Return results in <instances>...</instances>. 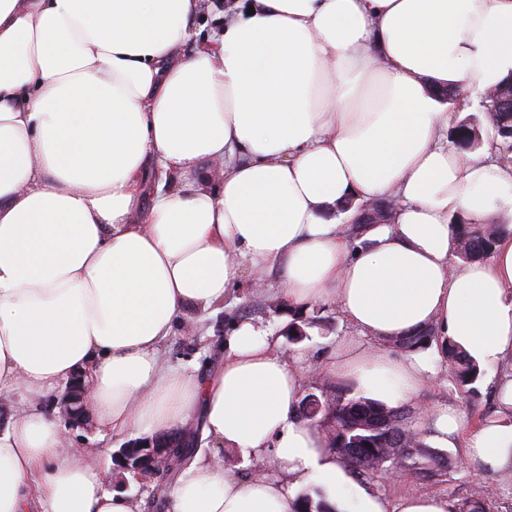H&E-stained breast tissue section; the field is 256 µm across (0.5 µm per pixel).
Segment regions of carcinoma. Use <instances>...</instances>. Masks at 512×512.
Segmentation results:
<instances>
[{"mask_svg":"<svg viewBox=\"0 0 512 512\" xmlns=\"http://www.w3.org/2000/svg\"><path fill=\"white\" fill-rule=\"evenodd\" d=\"M499 149L512 151V106L498 108L490 113ZM450 141L462 152H469L480 144L477 125L464 119L448 132ZM457 227L456 253L462 260L490 257L503 230L491 224H469L457 217L452 220ZM431 330L426 328L411 336L399 339L408 349L425 347L431 340ZM448 373L459 388L472 385L480 376L478 364L454 342H448ZM334 407L319 412L320 420L332 421L330 433L333 450L347 459L352 472L371 476L384 464L396 459L404 461L408 470L425 478L437 476L445 467L444 456L427 449L420 437H409L411 421L392 409L380 406L364 397H349L347 389L336 388L331 399ZM296 512H333L320 494L305 493L299 497Z\"/></svg>","mask_w":512,"mask_h":512,"instance_id":"1","label":"carcinoma"}]
</instances>
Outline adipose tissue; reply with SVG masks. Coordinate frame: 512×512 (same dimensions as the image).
I'll list each match as a JSON object with an SVG mask.
<instances>
[{
    "label": "adipose tissue",
    "instance_id": "ef3b65f1",
    "mask_svg": "<svg viewBox=\"0 0 512 512\" xmlns=\"http://www.w3.org/2000/svg\"><path fill=\"white\" fill-rule=\"evenodd\" d=\"M201 7L0 0V393H23L0 427V512H133L92 449L64 447L53 399L78 373L113 435L199 410L218 447L277 470L248 481L195 458L165 512H295L310 485L338 512H450L355 482L297 418L305 375L266 327L232 323L202 379L162 346L249 269L290 308L336 306L362 340L323 369L386 407L434 369L377 341L428 328L478 364L512 362V234L489 260L451 259L454 217L512 211V164L448 145L512 76V0H224L202 40ZM389 198L388 223L352 229L358 205ZM498 388L502 414L464 455L492 473L512 472V376ZM423 415L439 448L464 425L448 404Z\"/></svg>",
    "mask_w": 512,
    "mask_h": 512
}]
</instances>
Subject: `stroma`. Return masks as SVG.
Masks as SVG:
<instances>
[{
	"mask_svg": "<svg viewBox=\"0 0 512 512\" xmlns=\"http://www.w3.org/2000/svg\"><path fill=\"white\" fill-rule=\"evenodd\" d=\"M307 320L306 336L302 341L288 336V320L291 312L279 300L275 289L265 287L256 291L242 286L224 302L220 312L192 317L179 326L173 336L164 343L162 355L167 365L199 375L215 367L214 352L235 319L250 318L272 330L279 340V348L288 360L305 364L325 360L341 340L358 339V332L342 316L335 306L317 304L303 310ZM417 356L430 362L434 375L418 396L419 402L431 405L451 402L463 409L471 426H478L482 419L495 415L498 400L494 383L502 374L501 366H486L471 390L457 388L448 375L444 361L438 357L434 346L417 349ZM67 443L73 448H96L100 454L95 463L104 476L103 488L119 492L147 505L163 485H170V478L162 481L142 482L132 473L117 466L115 456L124 445L123 438L101 429L96 421L83 426L64 425ZM448 459L441 476L430 480L415 477L389 478L377 472L367 484L391 503L409 493L433 495L448 499L451 512H461L463 502L478 500L487 502L490 512H512V473H486L468 465L461 446L445 448Z\"/></svg>",
	"mask_w": 512,
	"mask_h": 512,
	"instance_id": "stroma-1",
	"label": "stroma"
}]
</instances>
